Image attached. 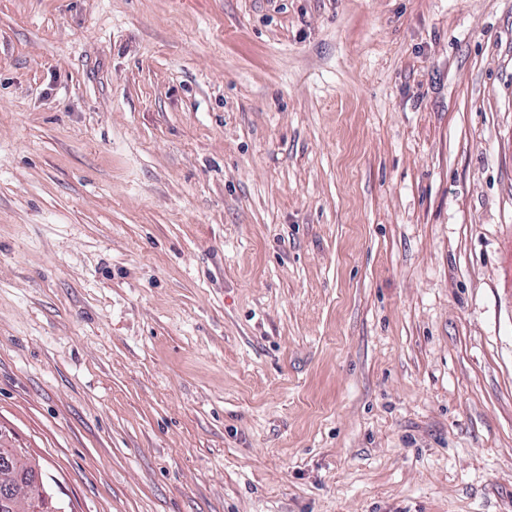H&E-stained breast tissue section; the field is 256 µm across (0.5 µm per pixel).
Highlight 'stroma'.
Masks as SVG:
<instances>
[{
	"label": "stroma",
	"instance_id": "1",
	"mask_svg": "<svg viewBox=\"0 0 512 512\" xmlns=\"http://www.w3.org/2000/svg\"><path fill=\"white\" fill-rule=\"evenodd\" d=\"M0 441L65 512H512V0H0Z\"/></svg>",
	"mask_w": 512,
	"mask_h": 512
}]
</instances>
